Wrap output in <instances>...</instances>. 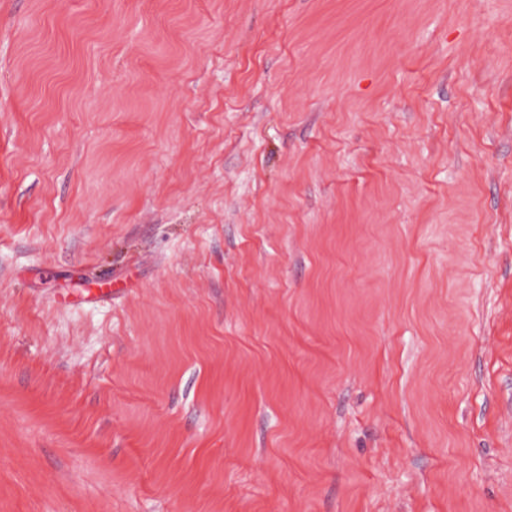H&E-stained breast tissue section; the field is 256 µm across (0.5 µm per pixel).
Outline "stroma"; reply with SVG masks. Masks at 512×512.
I'll use <instances>...</instances> for the list:
<instances>
[{"label": "stroma", "mask_w": 512, "mask_h": 512, "mask_svg": "<svg viewBox=\"0 0 512 512\" xmlns=\"http://www.w3.org/2000/svg\"><path fill=\"white\" fill-rule=\"evenodd\" d=\"M0 512H512V0H0Z\"/></svg>", "instance_id": "stroma-1"}]
</instances>
